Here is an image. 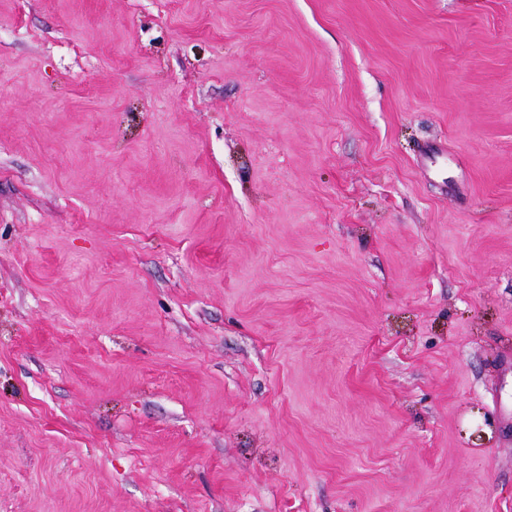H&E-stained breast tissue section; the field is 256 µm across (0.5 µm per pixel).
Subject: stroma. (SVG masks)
I'll return each instance as SVG.
<instances>
[{"label":"stroma","mask_w":512,"mask_h":512,"mask_svg":"<svg viewBox=\"0 0 512 512\" xmlns=\"http://www.w3.org/2000/svg\"><path fill=\"white\" fill-rule=\"evenodd\" d=\"M0 512H512V0H0Z\"/></svg>","instance_id":"stroma-1"}]
</instances>
